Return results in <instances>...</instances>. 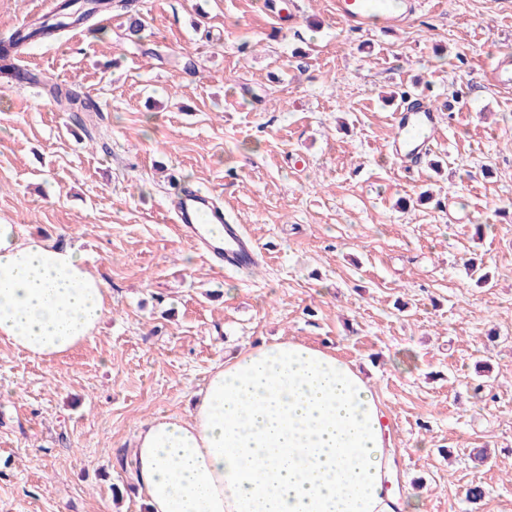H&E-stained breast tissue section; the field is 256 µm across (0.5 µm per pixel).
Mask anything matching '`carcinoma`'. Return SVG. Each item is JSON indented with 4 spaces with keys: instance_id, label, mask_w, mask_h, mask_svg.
Segmentation results:
<instances>
[{
    "instance_id": "1",
    "label": "carcinoma",
    "mask_w": 512,
    "mask_h": 512,
    "mask_svg": "<svg viewBox=\"0 0 512 512\" xmlns=\"http://www.w3.org/2000/svg\"><path fill=\"white\" fill-rule=\"evenodd\" d=\"M130 6V0H60L53 17L39 18L0 38V74L11 81H22L26 73L14 62L19 47L35 39L57 38L70 27L88 23L101 11L115 10L126 14ZM47 93L59 103L66 102L67 110L72 112V119L77 123L81 121L78 113L97 110V104L91 98L73 89L52 84Z\"/></svg>"
}]
</instances>
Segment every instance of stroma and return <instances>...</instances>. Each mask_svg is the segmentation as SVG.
Segmentation results:
<instances>
[{"label": "stroma", "mask_w": 512, "mask_h": 512, "mask_svg": "<svg viewBox=\"0 0 512 512\" xmlns=\"http://www.w3.org/2000/svg\"><path fill=\"white\" fill-rule=\"evenodd\" d=\"M20 67L99 109L75 125L0 80V222L76 248L105 281L99 332L53 361L0 342V512H148L139 428L187 415L226 356L276 338L354 362L384 411L395 493L421 512H512V0H426L392 31L331 0H134ZM439 109L414 172L390 154L402 93ZM214 192L263 257L212 265L172 222ZM491 280L476 283L471 263ZM487 449L474 466L470 451Z\"/></svg>", "instance_id": "stroma-1"}]
</instances>
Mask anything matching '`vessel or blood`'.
I'll use <instances>...</instances> for the list:
<instances>
[{"label":"vessel or blood","mask_w":512,"mask_h":512,"mask_svg":"<svg viewBox=\"0 0 512 512\" xmlns=\"http://www.w3.org/2000/svg\"><path fill=\"white\" fill-rule=\"evenodd\" d=\"M418 6V0H404L400 9L393 0H335L337 20L361 28L373 20L384 28L402 25ZM436 125L434 108L420 100L394 112V157L404 166H418L428 134ZM169 211L182 233L219 267L249 269L255 265L258 249L254 241L241 225L226 220L224 207L213 193L181 189L171 197Z\"/></svg>","instance_id":"obj_1"}]
</instances>
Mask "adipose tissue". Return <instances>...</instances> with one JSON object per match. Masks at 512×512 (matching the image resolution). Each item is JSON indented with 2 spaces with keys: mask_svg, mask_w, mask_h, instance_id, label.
Here are the masks:
<instances>
[{
  "mask_svg": "<svg viewBox=\"0 0 512 512\" xmlns=\"http://www.w3.org/2000/svg\"><path fill=\"white\" fill-rule=\"evenodd\" d=\"M103 279L76 249L0 223V341L53 361L92 339ZM188 418L158 415L131 463L150 512H405L383 413L350 362L276 340L218 363Z\"/></svg>",
  "mask_w": 512,
  "mask_h": 512,
  "instance_id": "obj_1",
  "label": "adipose tissue"
}]
</instances>
